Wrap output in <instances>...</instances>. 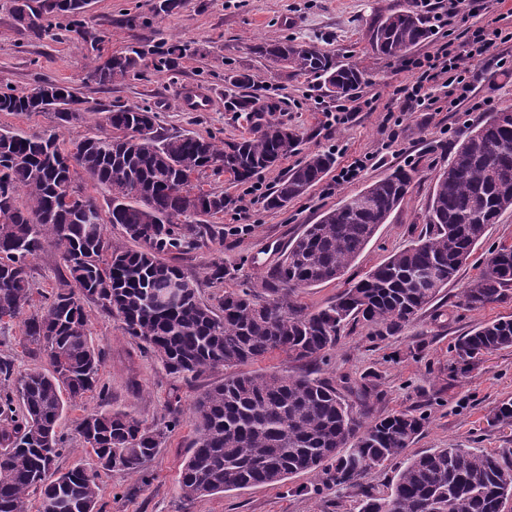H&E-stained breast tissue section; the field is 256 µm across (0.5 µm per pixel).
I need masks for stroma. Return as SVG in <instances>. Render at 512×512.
I'll return each mask as SVG.
<instances>
[{"instance_id":"obj_1","label":"stroma","mask_w":512,"mask_h":512,"mask_svg":"<svg viewBox=\"0 0 512 512\" xmlns=\"http://www.w3.org/2000/svg\"><path fill=\"white\" fill-rule=\"evenodd\" d=\"M155 0H92L88 25L95 45L74 42L64 19H55L48 31H36L15 20L11 0H0V87L18 90L53 80L72 87L89 102L83 120L58 131L61 142L81 140L99 132L100 114L118 105L150 108L157 123L168 132H190L219 142L232 143L249 134L247 113L232 110L240 88L230 81L237 72L253 79L252 95L269 119L299 138L297 151L278 166L257 175L264 191L274 189L312 153L332 154L336 167L302 195L281 209L252 201L248 186L228 176L209 177L208 186L223 192L229 204L216 224L223 236L204 237L195 249L170 254L172 263L195 276L201 301L213 304L225 287H246L261 281L281 260L283 251L322 214L358 194L396 167L415 169L417 177L401 205L391 214L339 280L296 291L302 306L317 310L390 255L405 248L428 230L427 214L435 176L447 167L458 145L485 120L482 112L417 111L408 114L396 143L399 156L383 149L387 137L380 131L382 119L395 107L394 92L410 80L402 60L375 53L368 32L384 17L414 6L416 0H182L169 13H156ZM488 8L474 18H453L431 37L414 47L412 56L434 51L444 43H458L473 31L512 8V0H487ZM294 39L315 44L337 64L353 65L364 83L346 98L330 95L313 75L296 74L259 56L254 45ZM182 42L183 55L168 67L159 66L173 42ZM131 49L143 51L147 69L124 81L100 86L86 79L93 54L108 56ZM193 81L212 89L216 104L208 112H186L178 103L183 82ZM374 98V111L362 110ZM344 106L353 109L348 123L326 126L324 110ZM374 154L378 162L361 172L352 183L335 186L336 168L356 158ZM248 232H241V225ZM512 242V211L490 225L484 242L469 263L443 288L435 301L393 336L372 335L365 322H349L326 361L287 362L275 352L247 364L250 372H309L337 389L346 384L366 385L370 418L409 410L424 416L425 427L408 448L415 455L435 448H470L494 452L512 448V424H497V406L512 400V348L498 350L463 362L457 359V339L480 324L512 318V297L478 311L466 310L461 292L483 267L489 249ZM233 268L229 285L213 283L209 265ZM93 345L104 354L100 381L108 394H89L68 410L58 429L69 450L57 461L60 468L80 463L95 467L94 457L79 452L74 426L83 414L100 407L125 413L151 428L166 429V437L142 475L120 470L102 473V512H358V498L349 491L323 495L309 493L315 479L299 474L284 485L259 486L231 491L194 501L182 498L179 476L189 451L192 428L181 420L168 428L167 402L179 394L182 406L212 384L235 375V368H219L195 378H176L128 336L120 320L87 304Z\"/></svg>"}]
</instances>
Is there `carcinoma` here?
I'll list each match as a JSON object with an SVG mask.
<instances>
[{
  "mask_svg": "<svg viewBox=\"0 0 512 512\" xmlns=\"http://www.w3.org/2000/svg\"><path fill=\"white\" fill-rule=\"evenodd\" d=\"M15 17L46 30L55 14L72 33L93 40L84 15L91 0H12ZM432 28L413 9L381 21L369 42L377 53L399 57L428 39ZM254 50L295 73H310L338 96L352 94L363 73L338 65L315 45L294 40ZM131 51L92 58L88 79L108 86L142 66ZM86 101L70 87L39 84V94L0 91V112L51 115L40 133L0 131V324L21 320L23 341L48 356L51 370L15 371L0 357V512H30L31 497L43 512H99L100 471L138 474L156 454L166 432L126 414L89 411L77 420L81 451L96 468L56 466L66 451L57 425L66 410L97 390L103 353L91 342L85 305L117 315L125 333L175 377L236 367L281 351L296 361L324 358L351 320L394 336L448 285L480 244L488 226L512 210V111L492 113L458 145L448 168L435 178L429 232L391 255L326 307L309 311L293 294L343 276L379 225L408 193L415 171L396 169L305 226L281 262L258 284L229 289L217 304L202 302L194 279L167 256L224 228L210 219L224 213V193L208 190V173L237 182L252 179L294 153L298 139L266 120L249 136L226 146L213 138L165 133L150 109L117 106L105 112L110 132L68 148L56 129L83 118ZM314 153L290 170L266 197L282 208L333 166ZM83 173L86 182L77 181ZM104 185L107 210L88 224L61 198L96 203L88 185ZM108 224L118 225L133 248L110 245ZM52 248L66 275L39 310L31 306V263ZM178 284L181 297L160 305L155 296ZM512 244L489 253L484 269L463 290V304L478 310L508 297ZM512 347V319L479 325L460 337L458 358ZM331 383L308 375L240 373L198 394L190 407L193 438L180 489L188 500L228 491L281 485L313 474L323 489L362 496L360 512H504L512 498V448L477 452L435 448L402 463L388 491L371 494L362 479L400 457L424 428L425 418L399 412L365 421Z\"/></svg>",
  "mask_w": 512,
  "mask_h": 512,
  "instance_id": "obj_1",
  "label": "carcinoma"
}]
</instances>
